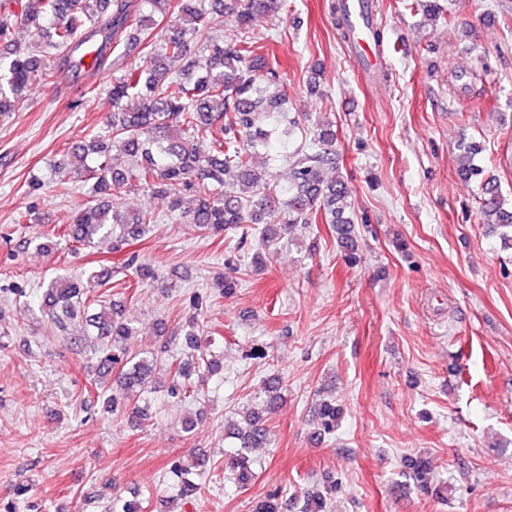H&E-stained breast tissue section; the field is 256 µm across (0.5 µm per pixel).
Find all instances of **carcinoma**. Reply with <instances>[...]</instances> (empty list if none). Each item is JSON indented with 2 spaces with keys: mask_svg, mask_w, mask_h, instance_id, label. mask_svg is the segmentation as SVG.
<instances>
[{
  "mask_svg": "<svg viewBox=\"0 0 512 512\" xmlns=\"http://www.w3.org/2000/svg\"><path fill=\"white\" fill-rule=\"evenodd\" d=\"M12 0H0V112H12L16 103L33 89L53 82L67 72L99 64V52L112 49V66L121 74L112 79L108 94L112 112L106 116L112 143L90 130L83 139L71 143L67 154L76 162L79 177L92 182L90 193L96 203L80 210L73 223L65 225L62 236L87 247L122 244L146 235L156 223V211L145 207L133 214L115 209L110 200L132 188H141L165 201L169 212L180 213L187 222L219 235L236 231L234 244L225 247V265L237 271L238 253L252 244L253 264L262 265V250L290 235L294 228L329 224L349 265L361 263L352 209V190L342 178L330 181L324 170L336 165V132L332 126H316L306 145L296 143L295 129L300 113L286 107L281 76L269 53L252 36L257 16L285 8V0H179L178 13L164 28L159 40L146 42L143 65L123 64L120 46L140 36L153 15H166L172 0H25L15 11ZM330 12L348 39L345 6L333 0ZM233 18L238 34L232 42L214 35ZM35 26L47 34L45 50L23 46L16 39L19 25ZM138 100V108L128 112L123 103ZM211 135L201 148L200 138ZM460 172L481 186L480 214L483 222L512 232V207L489 182L484 169L475 163L479 147L462 146ZM262 155L265 167L254 169V158ZM289 163L287 180H272L271 166ZM237 173V183L226 177ZM198 193L196 206L183 207L185 192ZM283 210V223L265 225L262 214L271 206ZM124 269L133 270L140 286L156 279L155 268L128 257ZM107 275L88 271L80 278L55 276L41 284L40 313L60 331L79 320L85 329L78 335L84 349L95 359V386L111 377L123 390L124 403L112 402V409L124 407L131 419L147 417L142 405L144 385L158 366L156 357H140L128 352L123 340L133 328L121 310L99 305L90 311V294L106 285ZM193 313L180 329L184 357L170 365L173 398L187 394L192 377L204 380L222 371V364L210 350L202 349L198 338L203 298L193 299ZM282 382L273 377L265 383L264 412H253L245 426L234 428L239 449L229 456L224 478L244 486L254 477L251 448L267 443L266 415L273 413L280 399ZM319 430H336L338 411L331 402L315 408ZM205 462L171 463L178 487L177 496L191 504L202 501ZM413 479L428 490V468L410 461ZM32 485H12L0 500V512H20L30 506ZM281 492L273 490L258 503L255 512H281ZM108 512H143L141 503L114 496Z\"/></svg>",
  "mask_w": 512,
  "mask_h": 512,
  "instance_id": "1",
  "label": "carcinoma"
}]
</instances>
